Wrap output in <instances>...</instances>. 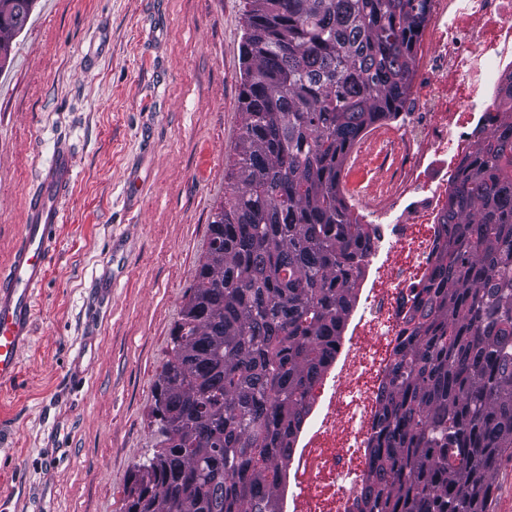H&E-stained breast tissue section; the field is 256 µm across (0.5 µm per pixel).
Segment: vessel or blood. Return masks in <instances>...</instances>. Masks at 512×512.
<instances>
[{
    "label": "vessel or blood",
    "mask_w": 512,
    "mask_h": 512,
    "mask_svg": "<svg viewBox=\"0 0 512 512\" xmlns=\"http://www.w3.org/2000/svg\"><path fill=\"white\" fill-rule=\"evenodd\" d=\"M74 184V158L68 149L56 148L39 170L11 259L0 267V386L14 381L20 355L32 336L37 292L46 279L58 228L67 221L64 202Z\"/></svg>",
    "instance_id": "obj_1"
}]
</instances>
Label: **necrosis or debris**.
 Returning <instances> with one entry per match:
<instances>
[{
	"mask_svg": "<svg viewBox=\"0 0 512 512\" xmlns=\"http://www.w3.org/2000/svg\"><path fill=\"white\" fill-rule=\"evenodd\" d=\"M426 29L408 108L398 126L385 130L392 161L374 174L389 204L364 216L377 243L367 263L387 285L366 289L351 335L337 349L330 388L313 390L319 409L297 458V482L327 478L333 493L289 499V512H353L362 485L360 451L377 410V390L362 380L384 378L387 369L365 340L371 335L393 346L404 338L410 300L435 259L448 163L471 146L494 109L502 74L512 68V0H430ZM398 249L408 251L407 260L388 264Z\"/></svg>",
	"mask_w": 512,
	"mask_h": 512,
	"instance_id": "1",
	"label": "necrosis or debris"
}]
</instances>
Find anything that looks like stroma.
I'll use <instances>...</instances> for the list:
<instances>
[{"label": "stroma", "instance_id": "1", "mask_svg": "<svg viewBox=\"0 0 512 512\" xmlns=\"http://www.w3.org/2000/svg\"><path fill=\"white\" fill-rule=\"evenodd\" d=\"M245 0H37L0 69V266L42 157L76 160L30 345L0 388V512H126L230 196Z\"/></svg>", "mask_w": 512, "mask_h": 512}]
</instances>
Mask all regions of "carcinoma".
<instances>
[{"label": "carcinoma", "mask_w": 512, "mask_h": 512, "mask_svg": "<svg viewBox=\"0 0 512 512\" xmlns=\"http://www.w3.org/2000/svg\"><path fill=\"white\" fill-rule=\"evenodd\" d=\"M428 0H246L242 127L156 385L160 448L127 512H282L311 392L372 235L340 177L406 104ZM19 32L0 15V49ZM443 241L378 393L359 512H488L512 450V73L460 160Z\"/></svg>", "instance_id": "obj_1"}]
</instances>
